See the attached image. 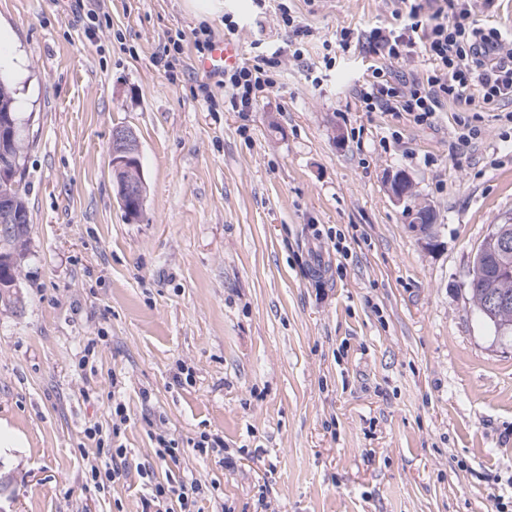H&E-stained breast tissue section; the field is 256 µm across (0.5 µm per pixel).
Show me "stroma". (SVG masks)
<instances>
[{"mask_svg": "<svg viewBox=\"0 0 512 512\" xmlns=\"http://www.w3.org/2000/svg\"><path fill=\"white\" fill-rule=\"evenodd\" d=\"M282 1L310 34L254 111L232 110L192 42L177 81L154 62L203 24L246 54L285 40ZM97 5L90 40L88 0H0L31 219L19 303L0 305V423L27 441L0 453V512H142L144 469L199 480L202 512H512V337L467 294L476 249L512 213V125L494 106L448 102L429 125L362 110L371 55L339 50L328 69L322 44L387 23L392 0ZM463 121L479 131L467 146ZM118 128L141 145L135 221L109 166ZM397 171L433 208V241L393 201ZM116 401L128 473L89 491L84 430ZM158 419L176 461L154 455ZM203 432L237 469L199 454Z\"/></svg>", "mask_w": 512, "mask_h": 512, "instance_id": "stroma-1", "label": "stroma"}]
</instances>
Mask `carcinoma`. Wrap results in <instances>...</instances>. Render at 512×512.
<instances>
[{
  "label": "carcinoma",
  "mask_w": 512,
  "mask_h": 512,
  "mask_svg": "<svg viewBox=\"0 0 512 512\" xmlns=\"http://www.w3.org/2000/svg\"><path fill=\"white\" fill-rule=\"evenodd\" d=\"M11 117L19 122L14 110V97L11 81H0V117ZM25 145L21 136H16L11 154H0V169L17 167V176L0 178V196L10 198L16 211L23 215V223L12 225V232L0 235V303L10 305L17 302L15 292L16 272L24 257L30 233V214L26 200V190L22 186L24 174ZM408 215L412 216L410 226L413 231H420L432 237L434 213L429 206H407ZM504 264L512 265V253L505 255L498 249V243L487 234L480 243L472 260V273L469 280V299L473 310L495 329L501 336H512V277H502L498 269Z\"/></svg>",
  "instance_id": "obj_1"
}]
</instances>
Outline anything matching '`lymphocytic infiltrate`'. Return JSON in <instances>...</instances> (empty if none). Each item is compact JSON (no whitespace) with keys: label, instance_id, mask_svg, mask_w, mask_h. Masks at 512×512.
Segmentation results:
<instances>
[{"label":"lymphocytic infiltrate","instance_id":"f902f5d3","mask_svg":"<svg viewBox=\"0 0 512 512\" xmlns=\"http://www.w3.org/2000/svg\"><path fill=\"white\" fill-rule=\"evenodd\" d=\"M280 18L292 37L275 46L271 55L258 54L225 68L217 84L237 112H251L275 86L270 72L276 58L303 55L302 26L287 5ZM368 47L379 62L357 88V98L368 112H404L419 125L431 124L443 103L497 106L512 102V33L488 27L476 18L472 0H400L387 25L366 30H342L339 46ZM424 59L421 74L400 79L394 63L412 53ZM99 425L87 428L96 444L97 464L91 465L87 485L103 489L120 482L127 471V451L105 446ZM199 484L186 480L173 486L154 482L146 500L151 512H200Z\"/></svg>","mask_w":512,"mask_h":512}]
</instances>
